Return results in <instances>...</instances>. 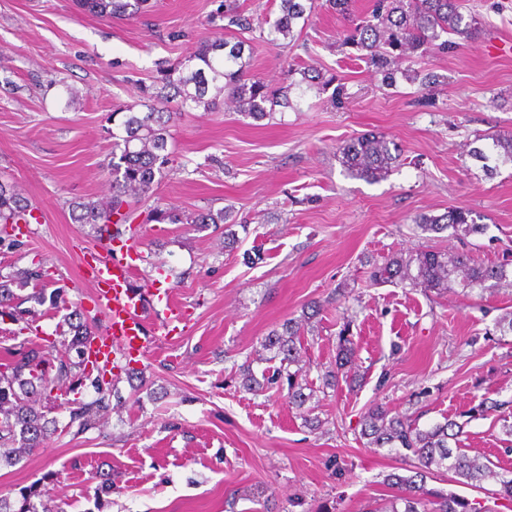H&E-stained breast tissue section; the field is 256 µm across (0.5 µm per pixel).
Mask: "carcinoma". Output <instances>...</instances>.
Here are the masks:
<instances>
[{
    "label": "carcinoma",
    "mask_w": 512,
    "mask_h": 512,
    "mask_svg": "<svg viewBox=\"0 0 512 512\" xmlns=\"http://www.w3.org/2000/svg\"><path fill=\"white\" fill-rule=\"evenodd\" d=\"M146 0H81L90 11L103 15L135 14ZM326 5L337 15L350 22L342 44L352 45L362 51L360 59L381 77L382 84L392 86L397 76L419 82L421 89L431 90L441 83V75L431 69L413 70L415 57L446 55L460 47L448 39L454 35L468 40L479 29V19L463 15L458 0H373L369 13L356 16L352 0H326ZM315 0H280V15L269 24L267 40L274 46L280 41L296 40L294 29L311 18ZM225 27L241 31L252 29L251 19L238 10L235 0H225ZM245 43L233 45L222 39L204 41L188 58L169 71L164 95L158 104L147 106L145 112L127 108L121 127L124 135L114 143L110 171L112 194L102 201L76 202V222L92 225L97 237L109 232L110 224H127L133 221L136 203L152 196L156 176L164 175L169 162L167 151V123L170 113L164 105L177 101L188 109L208 110L216 99L207 98L209 83L224 92V102L234 106L241 115L262 120L275 112V107L288 108L291 101L288 88L274 89L258 78L247 76L248 62L244 59ZM492 143L474 147L468 155L483 162L482 169L494 174L497 167L488 165L494 159L501 165L512 164V138L494 135ZM338 161L345 172L353 177L376 182L386 178L400 161V150L395 143L378 133H365L350 139L339 150ZM31 205L21 197L14 186L0 182V243H15L8 232V225L27 221ZM231 215L224 211L200 212L185 215L171 207L155 205L150 220L170 224H223ZM482 216L469 209H452L442 215L420 214L414 222L423 232L452 231L454 236H469L483 232L486 225ZM512 271L507 265H480L471 262L465 254H441L421 251L405 257L393 255L374 267L371 273L375 284L422 288L442 291L454 287L461 291L480 288L488 290L509 281ZM14 280L0 278V317L14 322L24 319L25 312L12 306L15 293ZM73 332L71 346L76 349L78 360L69 357L47 359L33 350L20 353L10 366V371L0 373V448L19 444L20 453L33 451L57 430L56 422L47 418L44 402L53 398V392L67 384L75 391L89 381L101 390L109 381L107 371L88 367L87 342L93 332L83 313L75 309L67 317ZM263 349L273 353L280 365L269 376L259 381L249 367L242 370L243 387L258 392L264 386L288 389L289 404L298 410L312 398L304 393L306 371L301 362V326L292 320L283 324V330L274 331L263 342ZM356 349L346 333L339 336L336 369L326 373L328 385L336 386L339 370L351 364ZM68 427L82 432L96 422L106 408L102 401L84 403L72 400ZM463 426L453 419L421 428L405 415L394 413L383 406L370 408L363 416L361 436L372 448L404 449L414 460L412 474L387 475V483L398 490L386 512H489L474 499L456 492H445L427 487V478L440 471L451 472L456 482L477 488L487 478H495L499 489L494 494L512 499V476L498 473L490 463L469 456L461 448ZM41 491L34 485L19 492L10 500L0 497V512H53L47 503L36 499Z\"/></svg>",
    "instance_id": "carcinoma-1"
}]
</instances>
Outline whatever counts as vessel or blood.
<instances>
[{"instance_id": "1", "label": "vessel or blood", "mask_w": 512, "mask_h": 512, "mask_svg": "<svg viewBox=\"0 0 512 512\" xmlns=\"http://www.w3.org/2000/svg\"><path fill=\"white\" fill-rule=\"evenodd\" d=\"M136 259V238L131 235L112 239L108 253L97 252L83 261V277L108 316L105 332L93 337L88 345L94 364L111 362L116 354L143 353L148 346L146 315L151 308L162 307L164 314L173 319L179 316L160 281L141 289L132 286Z\"/></svg>"}]
</instances>
